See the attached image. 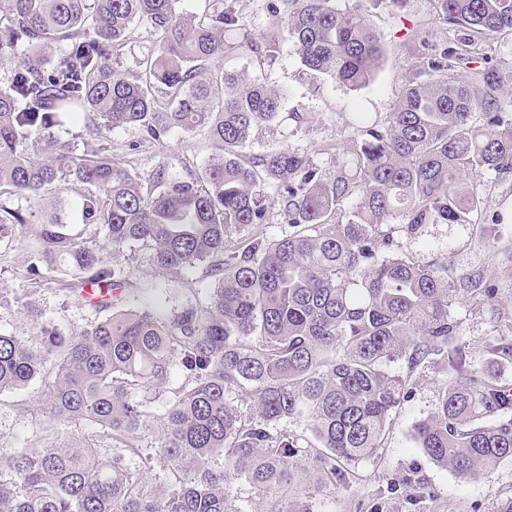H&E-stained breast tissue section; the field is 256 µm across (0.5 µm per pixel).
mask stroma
I'll return each instance as SVG.
<instances>
[{"instance_id": "1", "label": "stroma", "mask_w": 512, "mask_h": 512, "mask_svg": "<svg viewBox=\"0 0 512 512\" xmlns=\"http://www.w3.org/2000/svg\"><path fill=\"white\" fill-rule=\"evenodd\" d=\"M367 8L385 56L374 81L359 91L310 76L302 68L293 43L285 37L280 40V57L273 66L261 69L247 59L224 60L228 69L261 72L270 87L284 94L283 117L255 130L246 153L285 143L329 168L336 161L337 144L349 134L348 112L361 102L374 112L392 110L414 73L406 35L435 37L440 25L433 18L430 0H409L402 10L394 8L390 0H369ZM292 112L301 113V121L289 120ZM103 145L114 158L134 159L138 170L145 174L161 159L180 173L185 167L200 166L213 153L207 136L201 133L190 137L174 133L156 144L143 142L141 131L133 128L107 132ZM481 192L485 222L495 228L492 236H484L477 224H430L420 239L398 238L396 248L397 253L421 262L448 260L457 276L474 272L493 276L498 286L497 302L460 300L452 307L462 340L470 342L497 333L512 336V178L484 175ZM34 232V226H27L11 245L0 248V288L8 289L13 299L10 307L0 308V329L32 344L37 341L36 330L24 316L26 308L36 309L43 322L65 331L81 327L94 317L89 308L68 299L61 272H48L46 285L37 289L21 278ZM125 253L133 258L129 265L133 280L156 282V295L164 306L180 304L182 286L162 282L144 246L131 244ZM387 369L405 379L406 388L383 448L374 458L359 463L348 482L314 496V512H496L500 499L512 496V461L502 462L478 481L462 480L435 464L417 448L412 432L416 422L435 411L443 394L442 375L430 364L409 369L403 360L389 363ZM42 389V381L37 380L24 390L0 394V430L31 437L41 418L38 397ZM408 475L423 487L424 497L409 500L402 484Z\"/></svg>"}]
</instances>
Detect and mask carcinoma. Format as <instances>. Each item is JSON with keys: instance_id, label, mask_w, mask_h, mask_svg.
<instances>
[{"instance_id": "1", "label": "carcinoma", "mask_w": 512, "mask_h": 512, "mask_svg": "<svg viewBox=\"0 0 512 512\" xmlns=\"http://www.w3.org/2000/svg\"><path fill=\"white\" fill-rule=\"evenodd\" d=\"M182 2L0 0V61L15 62L0 87V243L29 222L7 200L55 182L93 187L81 200L90 240L63 221L62 201L43 207L23 276L39 285L43 269H61L69 299L97 313L66 333L28 311L36 347L0 331V394L45 380L38 446L0 445V512H234L228 491L243 478L262 512H311L300 497L384 446L405 389L387 365L402 359L438 367L445 382L417 447L484 478L512 459V392L474 359L512 360V338L461 340L452 305L492 303L498 288L393 245L428 224L477 223L479 179L512 175V68L487 43L512 38V0H432L445 31L408 42L416 71L392 111L349 113L331 169L286 144L244 153L255 128L278 120L283 93L205 65L234 56L270 67L279 39L256 36L236 0H211L201 17ZM278 2L276 23L309 72L351 91L373 81L384 47L366 0ZM142 25L155 47L130 79L114 60ZM68 121L83 122L80 152L56 136ZM125 128L155 142L202 132L215 154L182 174L165 160L144 174L99 144ZM29 139L42 144L35 158ZM274 212L287 229L269 237ZM132 243L171 283L205 265L206 299L190 288L168 310L145 298L156 286L119 264ZM122 288L142 306L126 307ZM291 420L310 436L288 432ZM151 421L162 441L148 448Z\"/></svg>"}]
</instances>
